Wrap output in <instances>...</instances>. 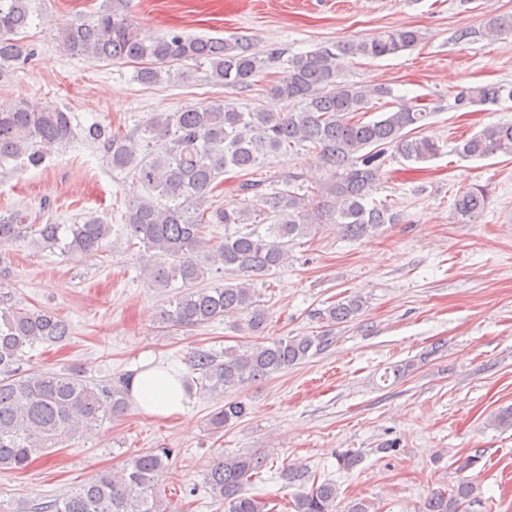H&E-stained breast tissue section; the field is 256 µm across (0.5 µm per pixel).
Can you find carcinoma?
Listing matches in <instances>:
<instances>
[{"label": "carcinoma", "instance_id": "1", "mask_svg": "<svg viewBox=\"0 0 512 512\" xmlns=\"http://www.w3.org/2000/svg\"><path fill=\"white\" fill-rule=\"evenodd\" d=\"M31 23L29 0H0V76L20 68L35 55L21 35ZM489 37L512 35V15H492L485 21ZM62 50L97 62L135 65L134 80L152 84L163 77L182 78V67L208 66L217 87L247 88L253 79L281 59L262 49L248 35L229 40L169 32L154 39L140 36L136 24L110 0L88 19H77L58 33ZM421 41L418 30H387L369 39L328 44L284 60V71L267 88L274 106L241 109L216 98L190 103L174 112H155L131 132L120 135L99 122L83 128L84 139L99 148L112 170L140 182L148 192L127 207L124 229L142 247L141 271L151 288L181 282V292L161 312L162 323L194 328L226 316L240 317L237 328L253 340L218 354L199 348L190 366L218 397L209 425L216 431L248 415L242 399L224 393L256 384L323 351L332 336H264L267 321L261 286L288 266L295 241L315 238L329 225L339 236L361 241L383 227L401 223V214L374 193L382 177L388 150L406 161L427 162L442 151L439 141L423 135L432 112L426 106L399 101L385 84L362 85L342 79L350 58L398 56ZM512 99V86L486 85L460 91L465 105ZM377 117L369 119L370 114ZM76 136L71 113L41 102L18 100L0 107V168L18 164L38 168L45 148L66 145ZM295 147L319 154L326 177L308 187L302 176L288 173L276 183L251 175L271 157ZM468 158L512 156V122L488 125L457 145ZM233 170L239 178L238 199L221 204L214 199L219 178ZM488 203L481 185L459 189L452 207L463 221L477 218ZM27 220L19 209L0 214V246L16 239ZM234 229L218 241L212 225ZM111 225L98 216L80 224H40L37 242L45 250L83 256L104 249ZM231 273L200 288L208 276ZM366 301L347 295L319 311V318L336 326L359 316ZM70 336L69 325L46 309H29L0 301V471H24L33 461L126 414L131 375L96 384L83 371L25 370V347L54 345ZM171 451L161 448L125 461L117 470H100L87 482L41 503L37 512H177L161 492ZM255 454L220 456L205 473L204 488L224 512H275L263 497L249 495L246 486L266 467ZM288 483L303 487L293 500L294 512H369L362 502L337 509L339 491L330 481L318 482L308 469L289 463ZM473 488L459 482L435 492L426 512H468Z\"/></svg>", "mask_w": 512, "mask_h": 512}]
</instances>
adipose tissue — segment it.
Instances as JSON below:
<instances>
[{
	"label": "adipose tissue",
	"instance_id": "obj_1",
	"mask_svg": "<svg viewBox=\"0 0 512 512\" xmlns=\"http://www.w3.org/2000/svg\"><path fill=\"white\" fill-rule=\"evenodd\" d=\"M131 394L142 409L156 416H176L185 410L187 397L181 381L158 365L133 376Z\"/></svg>",
	"mask_w": 512,
	"mask_h": 512
}]
</instances>
